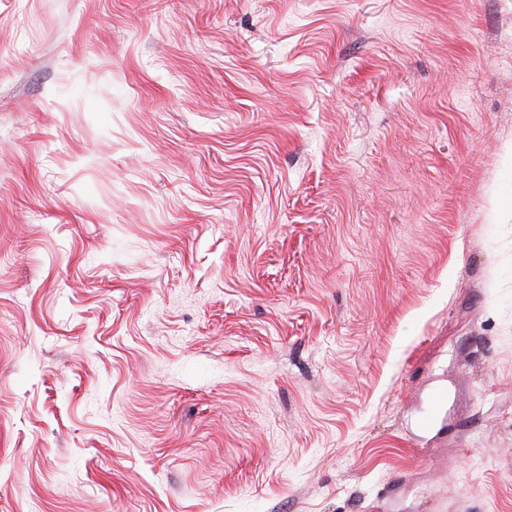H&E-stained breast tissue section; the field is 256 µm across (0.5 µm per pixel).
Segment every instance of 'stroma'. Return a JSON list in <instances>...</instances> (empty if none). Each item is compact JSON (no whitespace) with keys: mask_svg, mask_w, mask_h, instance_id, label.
Masks as SVG:
<instances>
[{"mask_svg":"<svg viewBox=\"0 0 512 512\" xmlns=\"http://www.w3.org/2000/svg\"><path fill=\"white\" fill-rule=\"evenodd\" d=\"M512 512V0H0V512Z\"/></svg>","mask_w":512,"mask_h":512,"instance_id":"stroma-1","label":"stroma"}]
</instances>
